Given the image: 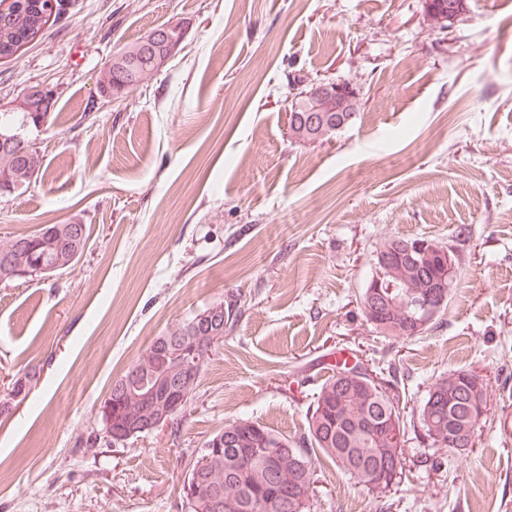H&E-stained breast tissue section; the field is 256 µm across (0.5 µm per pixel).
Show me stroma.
<instances>
[{
	"instance_id": "stroma-1",
	"label": "stroma",
	"mask_w": 512,
	"mask_h": 512,
	"mask_svg": "<svg viewBox=\"0 0 512 512\" xmlns=\"http://www.w3.org/2000/svg\"><path fill=\"white\" fill-rule=\"evenodd\" d=\"M63 20L0 59V105L55 92L34 141L46 170L0 195V241L83 224L63 274L0 282V391L40 379L0 424V512H181L185 466L225 422L298 437L333 352L395 368L410 404L470 367L489 410L450 468L407 443L376 498L326 456L315 512H512V0H468L447 34L423 0H64ZM180 25L148 86L107 101L113 51ZM363 97L324 143L286 130L292 75ZM452 246L458 285L414 339L385 338L358 296L391 237ZM242 316L210 353L178 430L121 443L98 408L175 325L220 301ZM96 434L95 448L85 440Z\"/></svg>"
}]
</instances>
